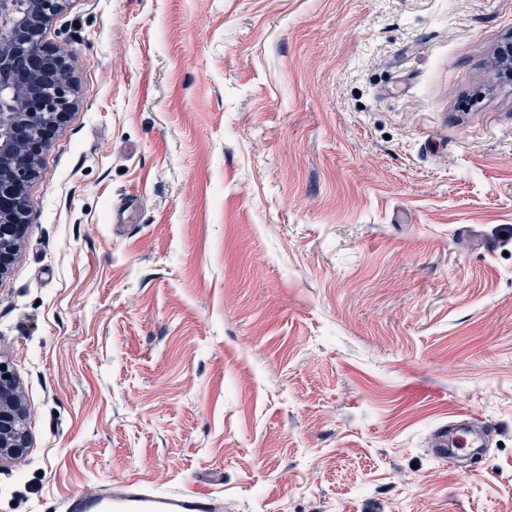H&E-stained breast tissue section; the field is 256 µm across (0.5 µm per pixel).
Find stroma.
<instances>
[{
  "label": "stroma",
  "instance_id": "1",
  "mask_svg": "<svg viewBox=\"0 0 512 512\" xmlns=\"http://www.w3.org/2000/svg\"><path fill=\"white\" fill-rule=\"evenodd\" d=\"M45 40L77 104L0 277V512H512V0H67ZM25 420L19 383L8 365L0 362V464L19 458L30 448ZM453 422L448 423V427H440L434 435V454L442 461L453 459L461 452L470 448L468 440L460 433L453 432ZM63 506L67 512H222L224 498L207 490L155 493L128 482L94 495L71 494Z\"/></svg>",
  "mask_w": 512,
  "mask_h": 512
}]
</instances>
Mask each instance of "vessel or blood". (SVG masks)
I'll return each mask as SVG.
<instances>
[{"mask_svg":"<svg viewBox=\"0 0 512 512\" xmlns=\"http://www.w3.org/2000/svg\"><path fill=\"white\" fill-rule=\"evenodd\" d=\"M468 446V440L449 426L434 435L433 452L443 461L459 456ZM63 506L66 512H223L224 498L207 490L155 493L129 482L94 495H70Z\"/></svg>","mask_w":512,"mask_h":512,"instance_id":"1","label":"vessel or blood"}]
</instances>
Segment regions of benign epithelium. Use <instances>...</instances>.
Returning a JSON list of instances; mask_svg holds the SVG:
<instances>
[{
    "mask_svg": "<svg viewBox=\"0 0 512 512\" xmlns=\"http://www.w3.org/2000/svg\"><path fill=\"white\" fill-rule=\"evenodd\" d=\"M66 0H0V276L25 224V191L35 179L47 127L74 101L66 55L44 42L47 23ZM26 411L13 372L0 368V463L29 448Z\"/></svg>",
    "mask_w": 512,
    "mask_h": 512,
    "instance_id": "1",
    "label": "benign epithelium"
}]
</instances>
